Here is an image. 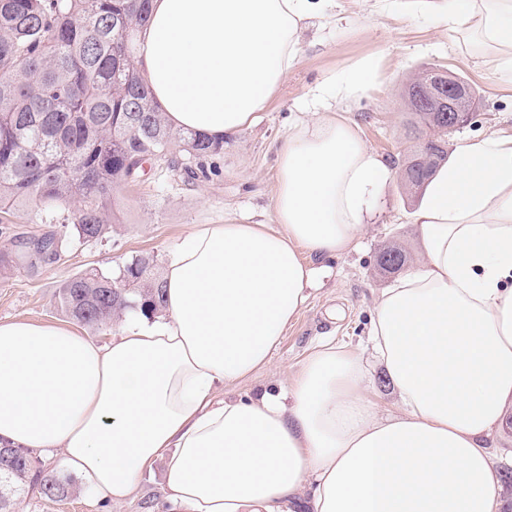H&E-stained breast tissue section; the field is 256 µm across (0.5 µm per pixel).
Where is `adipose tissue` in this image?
I'll use <instances>...</instances> for the list:
<instances>
[{"instance_id":"ef3b65f1","label":"adipose tissue","mask_w":512,"mask_h":512,"mask_svg":"<svg viewBox=\"0 0 512 512\" xmlns=\"http://www.w3.org/2000/svg\"><path fill=\"white\" fill-rule=\"evenodd\" d=\"M327 0H153L139 68L172 127L221 145L249 126ZM458 47L512 76V0H429ZM382 57L328 72L331 106L277 151L273 225L226 217L167 254L162 314L106 344L67 325L0 322V447L62 451L98 498L128 499L166 460L186 512H497L488 440L512 415V139L461 143L412 222L421 252L377 299L370 336L399 398L378 416L353 349L326 345L287 392L215 400L269 364L333 259L363 232L389 163L339 115Z\"/></svg>"}]
</instances>
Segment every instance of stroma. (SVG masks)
<instances>
[{
    "label": "stroma",
    "instance_id": "obj_1",
    "mask_svg": "<svg viewBox=\"0 0 512 512\" xmlns=\"http://www.w3.org/2000/svg\"><path fill=\"white\" fill-rule=\"evenodd\" d=\"M374 53L383 58L385 76L350 104L346 117L393 169H400L411 133L402 100L404 87L415 72L431 66L464 78L478 93L475 118L449 138V148H456L463 139L492 133L512 138V83L488 77L472 56L456 46L452 33L433 20L423 0H334L324 16L300 32L296 64L258 121L216 157L217 175L187 185L168 174L124 189L111 234L89 243L68 237L64 225L50 228L37 223L26 208L0 214V250L10 247L18 233L39 235L52 229L63 237L59 261L34 269L21 262L0 273V321L64 322L56 304V291L63 281L92 269L116 276L138 258L162 267L166 249L177 238L194 225L223 222L226 213L248 217L253 223H272L277 149L289 125L300 117L302 105L328 71ZM414 208L402 194L398 178L386 182L379 191L373 223L356 248L329 260V275L312 289L271 363L228 387V394L255 395L290 383L319 342L364 348L375 301L394 280L393 274L379 269V252L399 244L410 256L418 254L410 222ZM163 469V460L153 462L132 497L121 503L97 500L75 472L71 478L79 489L76 496L50 500L31 486L15 496L14 510L174 512L167 500Z\"/></svg>",
    "mask_w": 512,
    "mask_h": 512
}]
</instances>
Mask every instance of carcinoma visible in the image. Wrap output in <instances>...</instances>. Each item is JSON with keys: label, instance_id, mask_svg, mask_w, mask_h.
I'll list each match as a JSON object with an SVG mask.
<instances>
[{"label": "carcinoma", "instance_id": "carcinoma-1", "mask_svg": "<svg viewBox=\"0 0 512 512\" xmlns=\"http://www.w3.org/2000/svg\"><path fill=\"white\" fill-rule=\"evenodd\" d=\"M151 0H0V213L30 206L44 224L63 223L80 241L104 237L114 223L122 190L142 180L145 165L190 182L208 178L205 162L220 153L207 137L172 128L156 110L134 56L137 31ZM424 140L405 149L420 156L427 138L445 145L436 167L448 162V133L430 129L415 113ZM52 233L18 235L15 251L0 252V271L25 261L50 264L59 256ZM161 280L149 261L124 267V280L96 270L59 288L57 305L90 327H103L137 306L157 313ZM33 458L22 454L0 469V512L28 483ZM40 493L63 500L71 478H40Z\"/></svg>", "mask_w": 512, "mask_h": 512}]
</instances>
